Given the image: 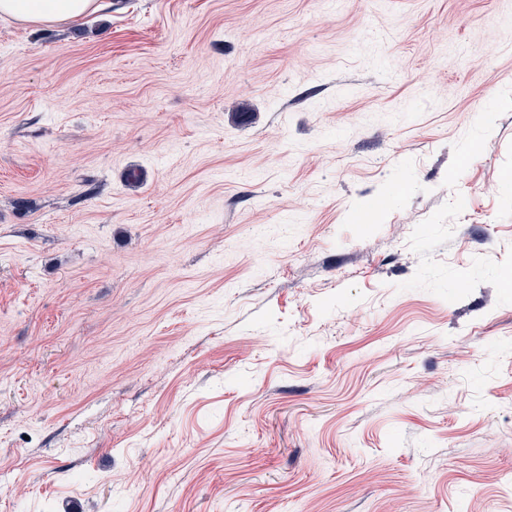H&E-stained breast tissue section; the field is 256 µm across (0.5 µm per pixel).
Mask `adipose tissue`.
I'll return each mask as SVG.
<instances>
[{"mask_svg":"<svg viewBox=\"0 0 512 512\" xmlns=\"http://www.w3.org/2000/svg\"><path fill=\"white\" fill-rule=\"evenodd\" d=\"M99 8L98 0H0V17L32 26L77 20Z\"/></svg>","mask_w":512,"mask_h":512,"instance_id":"obj_1","label":"adipose tissue"}]
</instances>
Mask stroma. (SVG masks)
I'll return each instance as SVG.
<instances>
[{
  "label": "stroma",
  "mask_w": 512,
  "mask_h": 512,
  "mask_svg": "<svg viewBox=\"0 0 512 512\" xmlns=\"http://www.w3.org/2000/svg\"><path fill=\"white\" fill-rule=\"evenodd\" d=\"M0 512H512V0L0 17Z\"/></svg>",
  "instance_id": "1"
}]
</instances>
